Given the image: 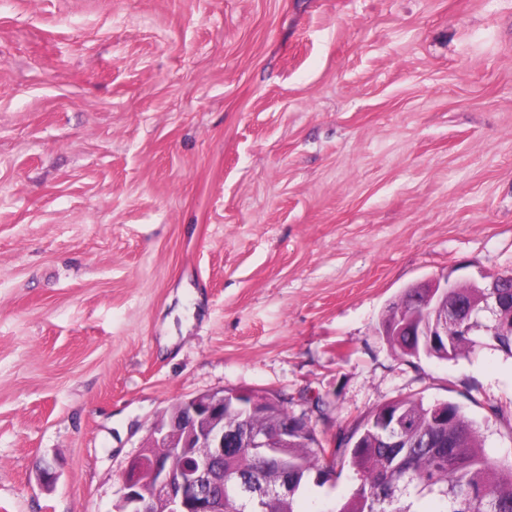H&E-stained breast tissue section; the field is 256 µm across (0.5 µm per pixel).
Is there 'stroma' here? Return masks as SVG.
I'll return each instance as SVG.
<instances>
[{"instance_id":"35a3bbf8","label":"stroma","mask_w":512,"mask_h":512,"mask_svg":"<svg viewBox=\"0 0 512 512\" xmlns=\"http://www.w3.org/2000/svg\"><path fill=\"white\" fill-rule=\"evenodd\" d=\"M508 273L512 0H0V512H114L148 427L226 389L335 443L451 400L511 458L512 356L382 331Z\"/></svg>"}]
</instances>
